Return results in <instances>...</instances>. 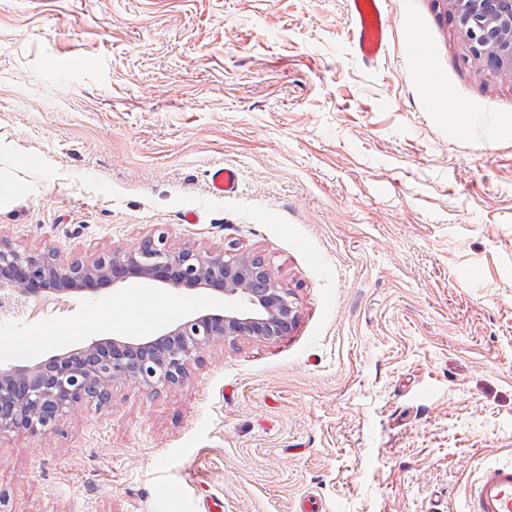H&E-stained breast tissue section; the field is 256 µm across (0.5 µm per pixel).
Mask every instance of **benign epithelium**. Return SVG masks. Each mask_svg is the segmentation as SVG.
Instances as JSON below:
<instances>
[{"label": "benign epithelium", "instance_id": "1", "mask_svg": "<svg viewBox=\"0 0 512 512\" xmlns=\"http://www.w3.org/2000/svg\"><path fill=\"white\" fill-rule=\"evenodd\" d=\"M471 57L512 82V0H442ZM146 278L177 290L224 295V311L185 318L156 337L104 339L31 365L0 368V439L44 435L83 408L112 406L117 384L152 394L183 384L215 343L277 341L291 333L293 292L259 257L232 249L171 247L166 233L112 252L59 258L54 248L20 250L0 236V320L82 292L96 281Z\"/></svg>", "mask_w": 512, "mask_h": 512}]
</instances>
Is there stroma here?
<instances>
[{
    "instance_id": "obj_1",
    "label": "stroma",
    "mask_w": 512,
    "mask_h": 512,
    "mask_svg": "<svg viewBox=\"0 0 512 512\" xmlns=\"http://www.w3.org/2000/svg\"><path fill=\"white\" fill-rule=\"evenodd\" d=\"M386 21L366 64L348 0H0V235L64 261L159 230L232 245L298 309L183 385L0 440V512H465L512 462V82L441 0ZM136 292L178 320L224 303L73 293L0 322V366L115 337L54 339ZM238 182V174L232 169H217L212 175L211 193L216 197H223L231 192Z\"/></svg>"
}]
</instances>
